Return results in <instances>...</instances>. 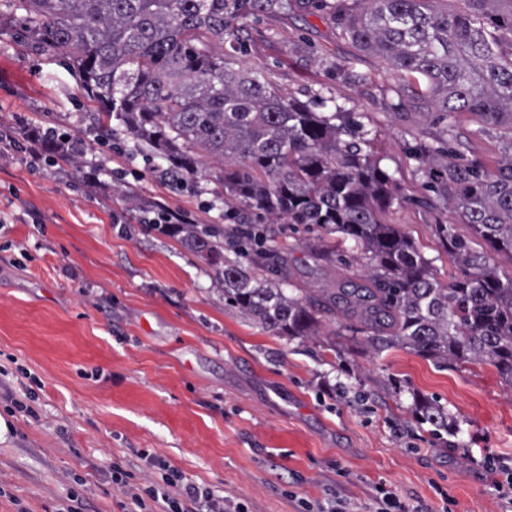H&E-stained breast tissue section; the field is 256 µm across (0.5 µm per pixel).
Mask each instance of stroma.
<instances>
[{
  "instance_id": "stroma-1",
  "label": "stroma",
  "mask_w": 512,
  "mask_h": 512,
  "mask_svg": "<svg viewBox=\"0 0 512 512\" xmlns=\"http://www.w3.org/2000/svg\"><path fill=\"white\" fill-rule=\"evenodd\" d=\"M355 0L238 19L241 61L280 94L333 97L371 132L403 200L385 219L432 259L439 282L458 270L435 232L469 227L431 206L410 151L433 142L441 113L420 109L403 82L343 35ZM96 102L66 54L0 21V512H127L114 465L135 482L158 462L248 512H375L377 490L415 512H512L487 460L512 468V386L484 363L423 358L368 345L356 314L319 316L317 335H273L224 300L212 270L171 237L145 230L162 206L198 224L204 174L176 182L165 160L135 151L122 127L98 131ZM461 162L491 164L512 133L456 117ZM81 140L71 161L31 160V129ZM326 234L267 223L288 255L289 291L321 297L363 284L359 266L326 263ZM436 399L454 435L415 420L412 397Z\"/></svg>"
}]
</instances>
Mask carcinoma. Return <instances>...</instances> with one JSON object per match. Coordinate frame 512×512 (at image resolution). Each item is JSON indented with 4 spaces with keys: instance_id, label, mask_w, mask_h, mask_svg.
I'll return each mask as SVG.
<instances>
[{
    "instance_id": "cac0c4a2",
    "label": "carcinoma",
    "mask_w": 512,
    "mask_h": 512,
    "mask_svg": "<svg viewBox=\"0 0 512 512\" xmlns=\"http://www.w3.org/2000/svg\"><path fill=\"white\" fill-rule=\"evenodd\" d=\"M370 8L342 19L343 33L383 59L408 82L416 100L448 120L438 141L456 137L452 122L468 112L482 123L512 129V0H466L450 14L446 0H369ZM24 15L32 36L67 53L98 125L116 121L138 147L169 163L174 179L195 176L202 158L219 167L211 177L224 197L256 220L282 218L305 232L334 236L324 255L346 261L336 245L351 243L369 288L344 294L373 329L377 348L402 346L428 359L478 361L512 386V275L501 276L491 255L512 258V136L494 168L463 164L424 142L412 149L443 208L469 226L435 231L460 274L439 282L432 261L384 216L400 202L393 176L364 151L368 131L356 113L322 99L278 94L241 47L216 55L242 11L262 15L283 0H5ZM42 151L68 156L50 134ZM179 241L224 284V301L275 336L318 332L317 299L289 296L288 256L276 255L279 279L267 277L265 241L240 223L147 224ZM481 242L478 250L473 243ZM415 418L438 431L457 422L436 401L413 399Z\"/></svg>"
}]
</instances>
